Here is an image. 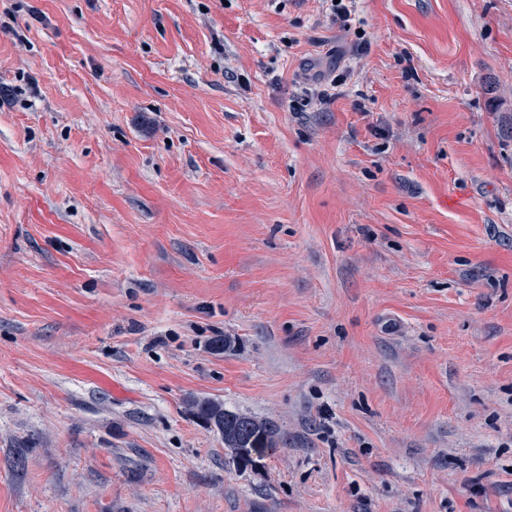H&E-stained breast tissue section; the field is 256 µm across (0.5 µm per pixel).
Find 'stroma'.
<instances>
[{"label": "stroma", "instance_id": "35a3bbf8", "mask_svg": "<svg viewBox=\"0 0 512 512\" xmlns=\"http://www.w3.org/2000/svg\"><path fill=\"white\" fill-rule=\"evenodd\" d=\"M353 17L0 0V512H512V0ZM193 407L207 425L224 429V446L237 467L254 463L279 444L280 431L270 421L224 409L222 403L204 398L195 400Z\"/></svg>", "mask_w": 512, "mask_h": 512}]
</instances>
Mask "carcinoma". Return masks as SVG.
<instances>
[{"label":"carcinoma","instance_id":"obj_1","mask_svg":"<svg viewBox=\"0 0 512 512\" xmlns=\"http://www.w3.org/2000/svg\"><path fill=\"white\" fill-rule=\"evenodd\" d=\"M193 407L207 425L224 429V447L238 466H247L279 444L280 431L270 421L230 411L224 404L197 399Z\"/></svg>","mask_w":512,"mask_h":512}]
</instances>
